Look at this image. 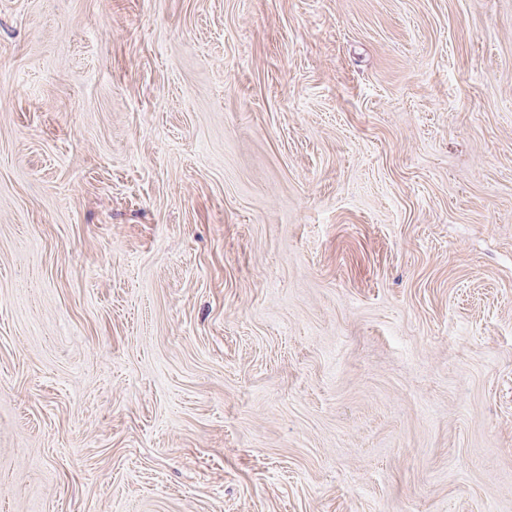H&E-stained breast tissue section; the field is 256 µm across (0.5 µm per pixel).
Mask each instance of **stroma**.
Instances as JSON below:
<instances>
[{
  "label": "stroma",
  "mask_w": 512,
  "mask_h": 512,
  "mask_svg": "<svg viewBox=\"0 0 512 512\" xmlns=\"http://www.w3.org/2000/svg\"><path fill=\"white\" fill-rule=\"evenodd\" d=\"M0 512H512V0H0Z\"/></svg>",
  "instance_id": "35a3bbf8"
}]
</instances>
